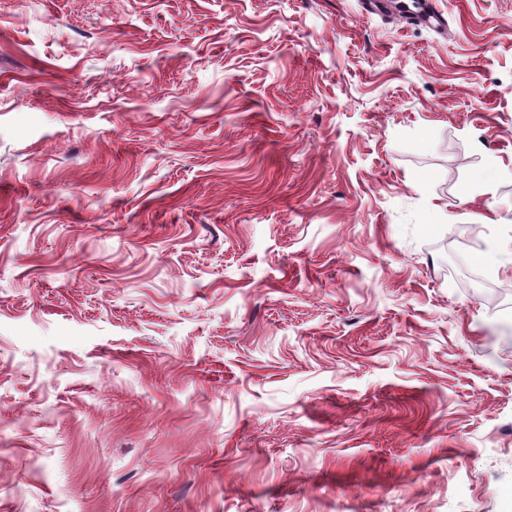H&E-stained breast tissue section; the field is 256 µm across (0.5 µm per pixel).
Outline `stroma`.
Returning <instances> with one entry per match:
<instances>
[{
    "mask_svg": "<svg viewBox=\"0 0 512 512\" xmlns=\"http://www.w3.org/2000/svg\"><path fill=\"white\" fill-rule=\"evenodd\" d=\"M432 2L0 0V512H512V0ZM400 19L410 25L422 26L430 29H438L444 26L442 15L435 12L428 5V1L420 3L416 11H408L400 14Z\"/></svg>",
    "mask_w": 512,
    "mask_h": 512,
    "instance_id": "1",
    "label": "stroma"
}]
</instances>
